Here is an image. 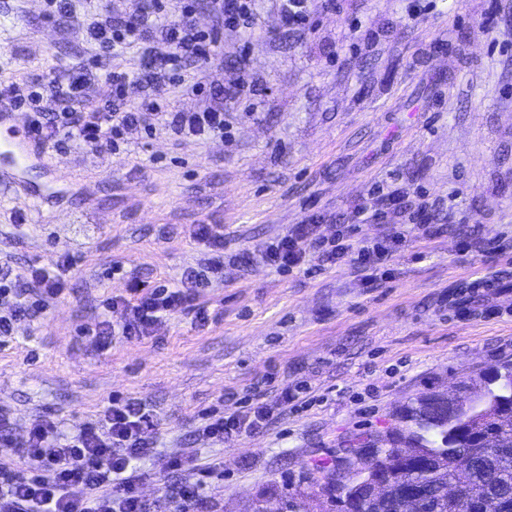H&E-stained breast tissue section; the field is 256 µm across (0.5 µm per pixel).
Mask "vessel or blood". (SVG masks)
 <instances>
[{
    "mask_svg": "<svg viewBox=\"0 0 512 512\" xmlns=\"http://www.w3.org/2000/svg\"><path fill=\"white\" fill-rule=\"evenodd\" d=\"M8 112L0 113V186L5 189L22 190L26 197L41 201L44 189L27 184L21 174L33 158L40 156L41 150L34 141L31 126L20 128L9 125Z\"/></svg>",
    "mask_w": 512,
    "mask_h": 512,
    "instance_id": "b4317fda",
    "label": "vessel or blood"
}]
</instances>
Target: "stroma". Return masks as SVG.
Instances as JSON below:
<instances>
[{
    "label": "stroma",
    "instance_id": "1",
    "mask_svg": "<svg viewBox=\"0 0 512 512\" xmlns=\"http://www.w3.org/2000/svg\"><path fill=\"white\" fill-rule=\"evenodd\" d=\"M309 5L293 31L279 0H254L253 29L222 28L211 59L189 66L215 90L241 65L254 80L250 98L225 101L223 137L133 128L126 151H51L29 169L67 187L62 201L0 190V255L20 270L75 260L64 294L0 340V462L37 417L73 433L131 401L156 422L146 512H169L172 454L215 465L209 512H273L302 472L301 512H322L321 463L384 437L420 393L512 362V0ZM132 7L89 0L50 21L45 0H0V81L89 59L88 23ZM423 202L438 214L420 227L408 216ZM370 204L381 222L357 223ZM312 221L325 241L348 231L358 248L391 229L401 241L364 266L320 248L295 267L263 262ZM202 224L224 235L223 279L192 293L207 321L178 312L151 336L91 349L81 329L107 298L137 282L179 288L203 268ZM262 402L273 413L251 433L198 432L206 414Z\"/></svg>",
    "mask_w": 512,
    "mask_h": 512
}]
</instances>
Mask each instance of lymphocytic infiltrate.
Instances as JSON below:
<instances>
[{"label":"lymphocytic infiltrate","instance_id":"lymphocytic-infiltrate-1","mask_svg":"<svg viewBox=\"0 0 512 512\" xmlns=\"http://www.w3.org/2000/svg\"><path fill=\"white\" fill-rule=\"evenodd\" d=\"M193 13V5L187 2L175 13L169 0H137L127 19L89 25V39L97 48L93 68H72L63 76L49 71L25 84L1 83L0 102L14 106L36 101L39 85L52 90L57 111L29 114L33 132L46 148L61 149L72 143L95 151H116L124 130L132 125L149 132L161 127L182 139L223 136L228 125L223 101L251 93L247 74H239L216 92L215 102L193 112L175 110L149 95L132 104L125 101V89L136 75L121 69L118 59L128 45L157 37L170 47L158 66L157 78L169 80L187 95L202 92V82L187 75L186 67L210 57L221 37L198 29ZM321 243L304 224L262 258L293 267L302 262L307 248ZM73 263V258H66L63 267ZM63 267L32 263L19 273L10 262L0 261V337L14 335L22 323L40 317L63 294ZM189 300V289L166 287L113 297L107 299L106 308L108 313L122 310L121 320L112 321L107 314L84 327L83 334L95 348L115 334L139 340L174 313L186 310ZM269 414L267 406L259 405L240 417L212 416L205 420L202 433L220 443L258 428ZM152 426L149 414L134 403L110 404L72 435L63 434L54 419L38 418L17 445V462L0 463V512H143L142 475L136 464L152 453L145 437ZM168 466L182 475L170 494L172 512H194L202 502L201 491L212 467L176 454L170 456ZM77 485L83 486V495L74 494Z\"/></svg>","mask_w":512,"mask_h":512}]
</instances>
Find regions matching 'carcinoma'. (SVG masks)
Wrapping results in <instances>:
<instances>
[{"label":"carcinoma","mask_w":512,"mask_h":512,"mask_svg":"<svg viewBox=\"0 0 512 512\" xmlns=\"http://www.w3.org/2000/svg\"><path fill=\"white\" fill-rule=\"evenodd\" d=\"M458 389L467 394L468 409L455 410L444 392L417 396L401 413L405 427L390 435V447L354 448L351 456L336 459L333 471L345 482L336 489L328 480L321 493L336 512H389L380 502L366 503L373 473L396 468L405 454L407 470L423 486L401 484L396 495L416 490L422 512H512V366L505 365L479 379L463 380ZM466 462L473 463L465 502L456 504L441 494L448 480Z\"/></svg>","instance_id":"carcinoma-1"}]
</instances>
